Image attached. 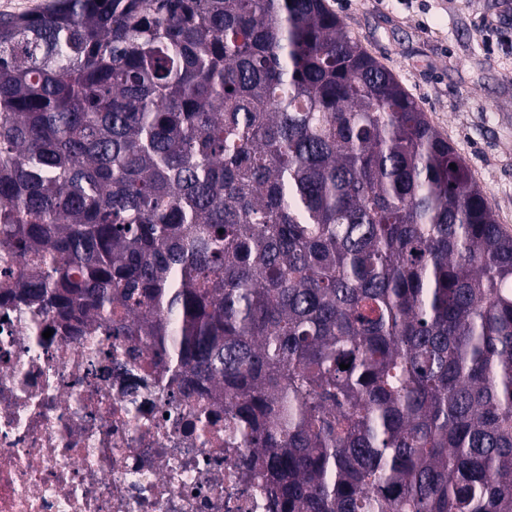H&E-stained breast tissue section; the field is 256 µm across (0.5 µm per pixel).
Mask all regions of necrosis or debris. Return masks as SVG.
I'll return each instance as SVG.
<instances>
[{"mask_svg":"<svg viewBox=\"0 0 512 512\" xmlns=\"http://www.w3.org/2000/svg\"><path fill=\"white\" fill-rule=\"evenodd\" d=\"M124 348L0 304V512H265L225 447L223 401L187 398L140 351L148 387L95 373Z\"/></svg>","mask_w":512,"mask_h":512,"instance_id":"1","label":"necrosis or debris"}]
</instances>
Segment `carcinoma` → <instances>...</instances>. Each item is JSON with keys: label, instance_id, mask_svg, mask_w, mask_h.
<instances>
[{"label": "carcinoma", "instance_id": "obj_1", "mask_svg": "<svg viewBox=\"0 0 512 512\" xmlns=\"http://www.w3.org/2000/svg\"><path fill=\"white\" fill-rule=\"evenodd\" d=\"M0 259L224 398L269 512H512V235L327 0L0 13Z\"/></svg>", "mask_w": 512, "mask_h": 512}]
</instances>
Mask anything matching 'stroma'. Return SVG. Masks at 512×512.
Masks as SVG:
<instances>
[{
    "instance_id": "stroma-1",
    "label": "stroma",
    "mask_w": 512,
    "mask_h": 512,
    "mask_svg": "<svg viewBox=\"0 0 512 512\" xmlns=\"http://www.w3.org/2000/svg\"><path fill=\"white\" fill-rule=\"evenodd\" d=\"M397 77L512 232V0H328Z\"/></svg>"
}]
</instances>
